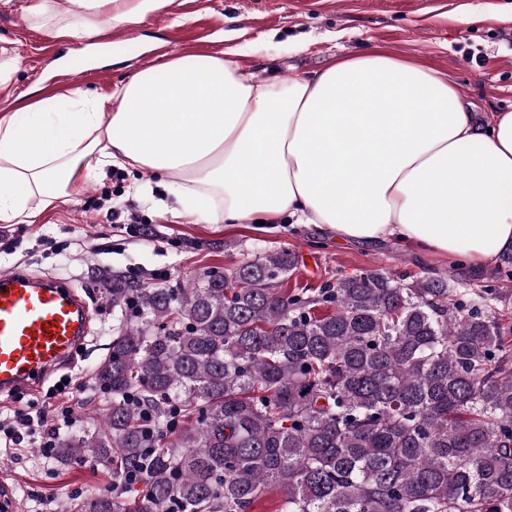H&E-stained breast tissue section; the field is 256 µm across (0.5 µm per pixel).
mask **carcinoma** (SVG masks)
I'll use <instances>...</instances> for the list:
<instances>
[{"mask_svg":"<svg viewBox=\"0 0 512 512\" xmlns=\"http://www.w3.org/2000/svg\"><path fill=\"white\" fill-rule=\"evenodd\" d=\"M286 249L182 288L112 279L133 309L97 368L111 395L60 465L146 463L80 512H512V326L497 288L371 272L295 293ZM331 314L318 316L320 306Z\"/></svg>","mask_w":512,"mask_h":512,"instance_id":"cac0c4a2","label":"carcinoma"}]
</instances>
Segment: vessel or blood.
<instances>
[{"mask_svg": "<svg viewBox=\"0 0 512 512\" xmlns=\"http://www.w3.org/2000/svg\"><path fill=\"white\" fill-rule=\"evenodd\" d=\"M88 301L69 285L0 273V394L34 384L88 334Z\"/></svg>", "mask_w": 512, "mask_h": 512, "instance_id": "b4317fda", "label": "vessel or blood"}]
</instances>
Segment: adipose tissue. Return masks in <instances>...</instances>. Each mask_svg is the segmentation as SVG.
I'll return each instance as SVG.
<instances>
[{"label": "adipose tissue", "instance_id": "ef3b65f1", "mask_svg": "<svg viewBox=\"0 0 512 512\" xmlns=\"http://www.w3.org/2000/svg\"><path fill=\"white\" fill-rule=\"evenodd\" d=\"M171 2L27 0L25 12L90 37ZM116 169L162 177L177 220H288L472 265L512 250V111L478 125L447 75L382 53L291 82L177 55L109 100L79 91L64 111L43 99L0 114L1 223H33Z\"/></svg>", "mask_w": 512, "mask_h": 512}]
</instances>
